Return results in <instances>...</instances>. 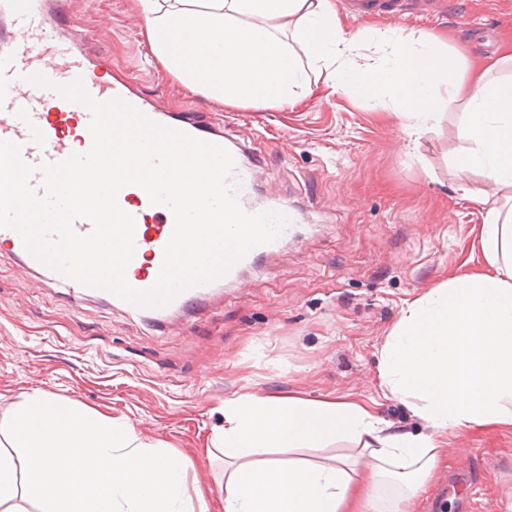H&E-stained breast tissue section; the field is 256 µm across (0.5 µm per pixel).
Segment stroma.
Returning a JSON list of instances; mask_svg holds the SVG:
<instances>
[{"label":"stroma","mask_w":512,"mask_h":512,"mask_svg":"<svg viewBox=\"0 0 512 512\" xmlns=\"http://www.w3.org/2000/svg\"><path fill=\"white\" fill-rule=\"evenodd\" d=\"M368 53H388L392 30L433 34L472 62L512 41V0H383L387 14L355 17L332 0ZM68 21L162 109L198 104L263 173L253 200L288 202L301 236L246 270L200 308L155 323L111 302L73 300L0 250V419L21 395L41 392L131 424L141 442L187 455L188 486L224 479L210 447L224 402L244 393L376 401L390 431L428 433L386 396L381 352L403 309L448 280L484 270L482 215L466 191L496 194L458 172L462 111L440 105L408 134L394 103L320 84L295 107H231L191 96L152 60L136 0H69ZM448 455L411 512H484L512 503V427L445 433Z\"/></svg>","instance_id":"stroma-1"}]
</instances>
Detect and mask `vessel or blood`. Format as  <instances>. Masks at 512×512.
<instances>
[{
    "label": "vessel or blood",
    "instance_id": "obj_1",
    "mask_svg": "<svg viewBox=\"0 0 512 512\" xmlns=\"http://www.w3.org/2000/svg\"><path fill=\"white\" fill-rule=\"evenodd\" d=\"M65 10L66 0H0V141L18 144L27 164L37 167L90 150L89 109L67 100L59 92L60 87L77 81L82 82L85 91L96 101L122 100L157 124L223 144V132L201 120L195 106H188L177 115L167 114L98 62L96 51L67 35L63 23ZM36 74L47 79V86L32 83L31 78ZM257 168L254 162L248 164L240 158L235 161L233 177L239 183L238 201L250 214L256 211L249 196L256 183ZM117 200L135 221V251L126 269V279L136 289H149L162 267L174 217L168 208L151 204L147 193L136 185L123 187ZM275 209L287 217L281 235L274 242L256 246L234 263L223 276L225 282H237L257 259L277 251L294 237L295 213L283 201L276 203ZM1 248L8 249L27 268L40 272L42 277L74 296L103 294L102 289L83 285L45 266L27 251L14 229L0 228ZM213 288V283L208 282L186 289L169 304L145 307L141 313L155 321L167 320L210 295Z\"/></svg>",
    "mask_w": 512,
    "mask_h": 512
}]
</instances>
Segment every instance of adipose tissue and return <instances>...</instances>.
<instances>
[{
    "label": "adipose tissue",
    "instance_id": "adipose-tissue-1",
    "mask_svg": "<svg viewBox=\"0 0 512 512\" xmlns=\"http://www.w3.org/2000/svg\"><path fill=\"white\" fill-rule=\"evenodd\" d=\"M160 67L191 93L229 106L292 107L313 95L299 65H333L334 91L392 97L413 130L439 101L463 109L457 158L512 190V46L482 64L428 35L367 55L332 0H137ZM483 221L484 272L436 288L404 309L382 351L380 377L428 433H390L373 406L346 399L243 394L224 402V512H403L447 450L441 433L512 427V205L473 196ZM0 450V512L24 491L44 512H209L189 489L187 460L140 442L125 422L41 393L24 397ZM347 440L330 463L265 459L270 448L317 450Z\"/></svg>",
    "mask_w": 512,
    "mask_h": 512
}]
</instances>
